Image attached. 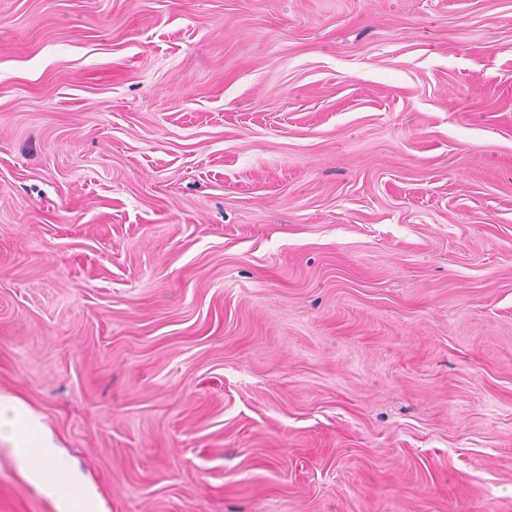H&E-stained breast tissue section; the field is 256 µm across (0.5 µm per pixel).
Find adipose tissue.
<instances>
[{
    "mask_svg": "<svg viewBox=\"0 0 512 512\" xmlns=\"http://www.w3.org/2000/svg\"><path fill=\"white\" fill-rule=\"evenodd\" d=\"M9 439L22 460L27 476L48 496L54 497L58 512H102L103 500L90 484L77 485L76 498L57 494L58 484L70 474L52 439L38 418L17 398L0 393V437Z\"/></svg>",
    "mask_w": 512,
    "mask_h": 512,
    "instance_id": "1",
    "label": "adipose tissue"
}]
</instances>
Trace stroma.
<instances>
[{
    "label": "stroma",
    "mask_w": 512,
    "mask_h": 512,
    "mask_svg": "<svg viewBox=\"0 0 512 512\" xmlns=\"http://www.w3.org/2000/svg\"><path fill=\"white\" fill-rule=\"evenodd\" d=\"M0 393L107 512H512V0H0Z\"/></svg>",
    "instance_id": "obj_1"
}]
</instances>
